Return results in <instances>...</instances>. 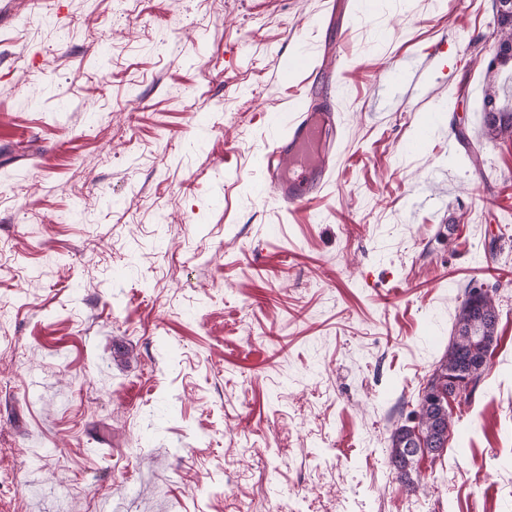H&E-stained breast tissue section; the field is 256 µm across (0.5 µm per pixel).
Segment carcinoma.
<instances>
[{
	"instance_id": "cac0c4a2",
	"label": "carcinoma",
	"mask_w": 512,
	"mask_h": 512,
	"mask_svg": "<svg viewBox=\"0 0 512 512\" xmlns=\"http://www.w3.org/2000/svg\"><path fill=\"white\" fill-rule=\"evenodd\" d=\"M500 41L497 58L499 64L512 61V12L498 16ZM496 94H487L485 125L487 135L512 138V105L498 106ZM498 313L492 297L480 303L465 296L454 323V336L448 351L429 375L427 394L418 397L417 409L411 412L418 421V431L411 425L395 428L390 438V460L399 478L410 482L408 473L419 459L433 453L448 442L452 418L448 412V394L457 391L465 403L472 401L475 390L488 371L490 358L496 348L495 336Z\"/></svg>"
}]
</instances>
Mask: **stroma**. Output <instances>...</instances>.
I'll return each mask as SVG.
<instances>
[{"label": "stroma", "instance_id": "stroma-1", "mask_svg": "<svg viewBox=\"0 0 512 512\" xmlns=\"http://www.w3.org/2000/svg\"><path fill=\"white\" fill-rule=\"evenodd\" d=\"M497 30L492 0H0V512H512ZM326 86L333 176L292 210L259 157ZM474 286L498 344L410 492L390 435ZM496 90L487 94V105L491 108L486 112L485 125L486 133L490 137L512 138V104L510 106H497L495 103Z\"/></svg>", "mask_w": 512, "mask_h": 512}]
</instances>
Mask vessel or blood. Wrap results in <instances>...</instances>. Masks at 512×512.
Instances as JSON below:
<instances>
[{
	"label": "vessel or blood",
	"instance_id": "obj_1",
	"mask_svg": "<svg viewBox=\"0 0 512 512\" xmlns=\"http://www.w3.org/2000/svg\"><path fill=\"white\" fill-rule=\"evenodd\" d=\"M335 131L334 114L326 105L309 95L300 99L287 138L264 154L266 189L292 207L323 189L333 174L326 162V148L333 144Z\"/></svg>",
	"mask_w": 512,
	"mask_h": 512
}]
</instances>
